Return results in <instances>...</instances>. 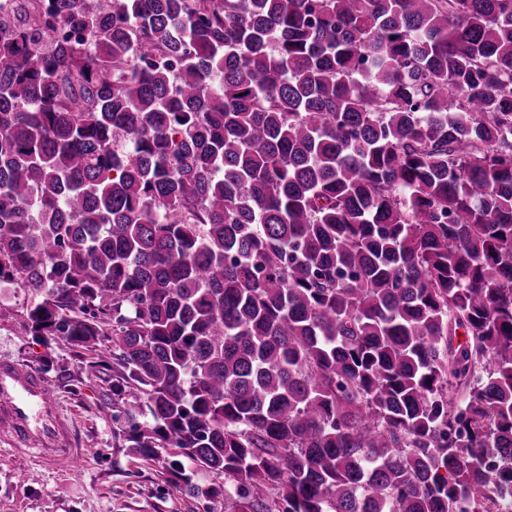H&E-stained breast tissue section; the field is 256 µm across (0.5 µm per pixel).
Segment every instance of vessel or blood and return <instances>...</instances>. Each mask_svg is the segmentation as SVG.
Returning a JSON list of instances; mask_svg holds the SVG:
<instances>
[{"mask_svg":"<svg viewBox=\"0 0 512 512\" xmlns=\"http://www.w3.org/2000/svg\"><path fill=\"white\" fill-rule=\"evenodd\" d=\"M69 425L50 394L45 373L15 361H0V436L15 453L42 465L72 470L89 456L66 445Z\"/></svg>","mask_w":512,"mask_h":512,"instance_id":"vessel-or-blood-1","label":"vessel or blood"}]
</instances>
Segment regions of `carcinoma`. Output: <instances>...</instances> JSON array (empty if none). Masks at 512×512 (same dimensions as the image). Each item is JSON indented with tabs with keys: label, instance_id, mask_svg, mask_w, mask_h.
Wrapping results in <instances>:
<instances>
[{
	"label": "carcinoma",
	"instance_id": "cac0c4a2",
	"mask_svg": "<svg viewBox=\"0 0 512 512\" xmlns=\"http://www.w3.org/2000/svg\"><path fill=\"white\" fill-rule=\"evenodd\" d=\"M5 6L0 284L177 493L512 502V0Z\"/></svg>",
	"mask_w": 512,
	"mask_h": 512
}]
</instances>
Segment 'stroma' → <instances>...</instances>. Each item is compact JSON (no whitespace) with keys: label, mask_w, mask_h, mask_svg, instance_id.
I'll use <instances>...</instances> for the list:
<instances>
[{"label":"stroma","mask_w":512,"mask_h":512,"mask_svg":"<svg viewBox=\"0 0 512 512\" xmlns=\"http://www.w3.org/2000/svg\"><path fill=\"white\" fill-rule=\"evenodd\" d=\"M29 302L20 288L0 297V359L46 369L71 427L70 446L91 454L75 471L57 474L0 453V512H224L222 498L178 496L157 462L135 454L112 408L111 368L64 337L33 335Z\"/></svg>","instance_id":"1"}]
</instances>
